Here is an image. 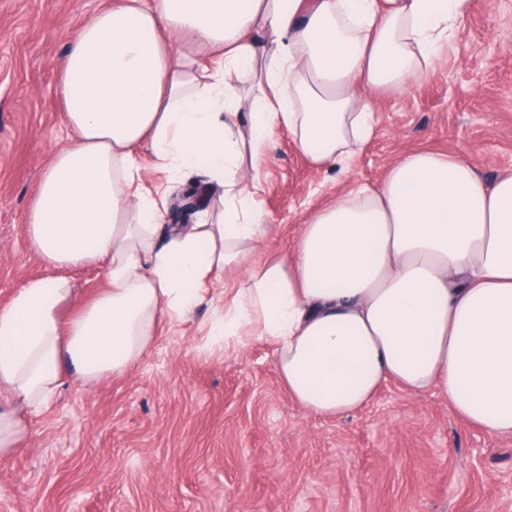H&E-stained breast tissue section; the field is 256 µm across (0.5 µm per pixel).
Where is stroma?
Returning <instances> with one entry per match:
<instances>
[{
	"label": "stroma",
	"mask_w": 512,
	"mask_h": 512,
	"mask_svg": "<svg viewBox=\"0 0 512 512\" xmlns=\"http://www.w3.org/2000/svg\"><path fill=\"white\" fill-rule=\"evenodd\" d=\"M112 0H0V302L46 274L24 218L64 138L57 85L74 30ZM375 129L347 176L314 167L287 128L261 161L254 200L290 257L301 224L345 180L378 186L400 155L469 159L493 181L512 172V0H471L433 72L372 95ZM203 302L160 322L129 375L71 382L0 456V512H512V435L491 437L435 392L385 384L363 410L307 414L274 350L254 338L225 356L204 346Z\"/></svg>",
	"instance_id": "stroma-1"
}]
</instances>
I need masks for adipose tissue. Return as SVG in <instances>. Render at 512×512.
<instances>
[{
  "label": "adipose tissue",
  "instance_id": "ef3b65f1",
  "mask_svg": "<svg viewBox=\"0 0 512 512\" xmlns=\"http://www.w3.org/2000/svg\"><path fill=\"white\" fill-rule=\"evenodd\" d=\"M468 0H113L68 43L57 94L67 131L25 215L48 275L0 303V455L70 381L130 374L161 318L182 320L224 270L210 343L273 346L306 413L339 418L388 382L436 392L468 423L512 434V173L417 149L377 187L348 185L303 224L292 258L253 256V205L276 127L316 167H346L374 129L370 93L404 89L453 40ZM218 68H201L187 45ZM149 145L167 184H142ZM224 186L223 210L167 224L171 183ZM108 286L78 301L70 270Z\"/></svg>",
  "mask_w": 512,
  "mask_h": 512
}]
</instances>
